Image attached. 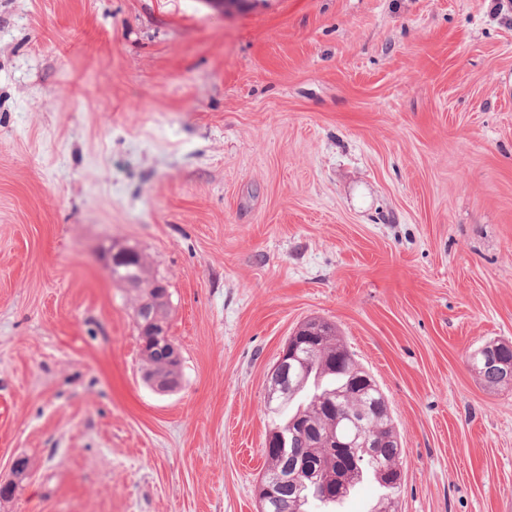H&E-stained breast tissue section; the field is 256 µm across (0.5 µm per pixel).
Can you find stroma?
Here are the masks:
<instances>
[{
  "label": "stroma",
  "mask_w": 512,
  "mask_h": 512,
  "mask_svg": "<svg viewBox=\"0 0 512 512\" xmlns=\"http://www.w3.org/2000/svg\"><path fill=\"white\" fill-rule=\"evenodd\" d=\"M0 0V512H258L268 373L335 325L397 512H512V5ZM142 253L182 378L145 381ZM135 253L134 249H123L119 250L116 253L110 254L106 258L107 262V268L112 273V276L116 278L117 280L125 283H131L136 286V288H131L136 293L137 297V305L135 307V315L138 314L139 310V300L145 299L147 297V290L153 284V279H159L155 275H153L146 263L144 262L142 256L140 253L132 254L126 258H124L121 261V257L126 254ZM117 256V257H116ZM112 257H116L114 260H112ZM121 261V262H120ZM119 262V263H118ZM118 263L119 268L112 272V269L116 267V264ZM157 287V288H155ZM150 288H153L148 292V296L151 297L155 303L163 310H166L168 308V299L166 301H162L161 299L168 295L167 292V283L163 280L160 282H156L153 286ZM160 300V301H158ZM483 363L488 368H495L505 375L506 378L512 377V351L508 350L505 355L508 359L503 358L502 343H489L480 348ZM348 389L355 391L361 398L360 415L363 419L369 416L371 411L378 418L382 417L387 410L384 396L379 391L377 383L371 376L361 377L357 375L348 381ZM378 397H374L372 394ZM391 440L394 445L393 448H390L386 441L379 444V458L383 460L389 458L393 454L394 448H397L395 457L392 461L379 463L376 468L380 474V478L386 485L391 486L395 484V486L400 487L404 481V471L401 466L397 464V459L401 456V445L397 436H393Z\"/></svg>",
  "instance_id": "1"
}]
</instances>
